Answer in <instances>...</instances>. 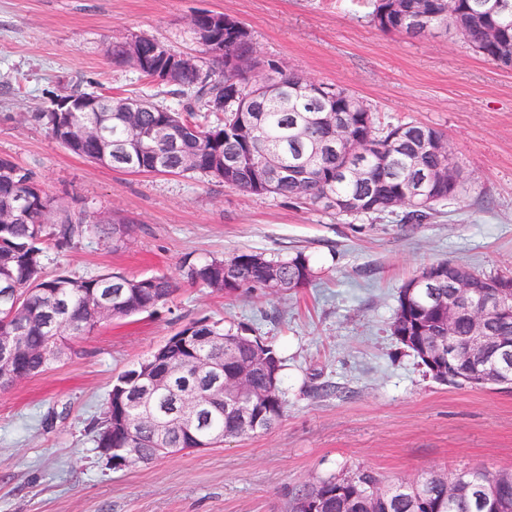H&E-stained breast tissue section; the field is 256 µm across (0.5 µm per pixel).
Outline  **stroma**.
Here are the masks:
<instances>
[{
	"label": "stroma",
	"mask_w": 512,
	"mask_h": 512,
	"mask_svg": "<svg viewBox=\"0 0 512 512\" xmlns=\"http://www.w3.org/2000/svg\"><path fill=\"white\" fill-rule=\"evenodd\" d=\"M372 10L373 0H0V157L32 168L58 207L131 227L116 249L90 234L50 253L48 272L178 281L156 313L106 323L45 372L0 388V512H286L295 488L358 466L391 483L512 471V390L440 383L390 331L400 288L426 266L512 274V68L452 30L381 32ZM201 11L245 24L284 68L362 97L380 125L441 130L464 192L424 224L338 217L198 174L116 171L28 120L76 83L182 111V98L113 65L106 49L152 36L198 52L190 21ZM239 251L304 252L314 277L233 297L182 277L184 257ZM203 316L280 352L282 417L219 448L113 470L93 442L113 380Z\"/></svg>",
	"instance_id": "stroma-1"
}]
</instances>
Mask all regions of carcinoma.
<instances>
[{"label": "carcinoma", "instance_id": "obj_1", "mask_svg": "<svg viewBox=\"0 0 512 512\" xmlns=\"http://www.w3.org/2000/svg\"><path fill=\"white\" fill-rule=\"evenodd\" d=\"M422 0H406L405 10L399 14L390 11L386 0H374L372 24L383 33L399 32L412 37H424L442 25L463 33L459 23L478 26L482 23L480 9L487 0H460L462 14L456 20L448 17L446 0H430V9L421 11ZM508 49L480 41L473 32L464 37L476 53L503 67H512V7L504 9L492 18ZM218 44L224 46V54L213 57L218 68L203 71L186 69L177 81L169 84L168 93L179 97H192L204 104L207 111H214V103L226 97L227 91L237 89L246 95L251 80L246 72L229 65L231 34L219 27L214 30ZM334 95V103L341 109L340 128L344 139L336 140V131L328 126L306 127L316 101L302 98L284 108L276 100L255 104L254 112L226 110L214 124H200L194 120L190 107L173 112L161 105H154L152 112H138L136 122L128 125L122 112H33L30 118L43 125L49 134L70 152L96 164L102 163L100 147L77 138L68 131L76 120L94 121L101 125L112 146H121L136 140L138 147L149 152L150 162L146 172L184 175L200 173L215 178L214 171L222 166L226 156L237 158L239 169L224 173L222 184L228 188L251 194L267 193L298 201L324 210L330 206L320 203L322 195L334 199L363 198V208L352 211L345 208L333 210L338 216H372L394 213L403 209L401 221L405 224H421L436 212V203L428 207L413 204L410 181L433 169L455 172L452 155L415 153V147L424 139L443 136L433 127L409 122L387 128L376 125L369 106H360V97L338 86L326 85ZM168 125L183 137L185 151L199 157L197 167H185L179 154L162 141L144 145L137 136L155 126ZM366 134L370 138L369 153L347 156V141ZM275 148L281 164L287 168L308 163L314 175L313 184L307 190L285 178L275 181L272 189L264 186L265 172L261 167L262 152L266 147ZM42 192L43 201L35 202L26 219L14 223L0 222V332L24 330L25 345L21 365L31 374L43 372L51 363L43 359L42 352L69 348L68 341L91 335L102 324L94 299L101 293H114L124 289L122 302L116 317H129L151 313L167 302L177 288V282L166 274L146 278H129L116 273H105L88 278H74L65 273L50 275L47 272L49 250L65 252L78 245L80 240L94 234L104 240L115 241L128 233L124 224H90L82 212L54 209L53 198L42 191L35 173L8 158H0V212L13 207L18 198L35 197ZM278 269L282 286L275 293H285L294 282L310 280L313 269L308 256L298 251L286 259H268L253 252H237L229 257H213L195 262L190 257L182 261L183 277L192 284L209 288L227 296L238 294L247 288H267L270 268ZM432 291L426 290L405 304L397 299L398 306L391 324V334L408 350L413 351L423 343L428 325L441 326L444 315L431 300ZM222 336L224 348H236L259 365L277 371L282 378L284 360L278 350L257 336L243 330L224 329L219 321L207 317L185 325L166 340L165 354L154 360V368L162 372L170 365L182 367V373L170 380L168 392L157 398L152 411L159 418H166L173 410L175 399L184 390L185 376L192 374L202 349L194 338ZM437 381L464 386L463 369L442 359L437 364ZM131 369L119 375L112 385L113 396L108 398L97 423L95 447L105 445L114 449L112 459H117L115 449L122 448L134 438L139 441L143 454L140 462L146 463L164 456L162 448H186L187 437L172 429L168 439L159 444L147 423L132 428H121L112 423L120 410L119 393L130 386ZM237 404L261 416L258 425L237 422L233 409L216 407L203 414L196 428L199 438L220 440L225 436L239 438L271 429L281 418L284 409L281 389L254 401L244 398ZM377 496L372 512H485L479 493L448 502L445 476L431 474L415 482L387 484L381 477L367 469H356L333 476L317 483L304 484L290 498L289 512H307L306 504L318 501L321 512H362L364 494Z\"/></svg>", "mask_w": 512, "mask_h": 512}]
</instances>
